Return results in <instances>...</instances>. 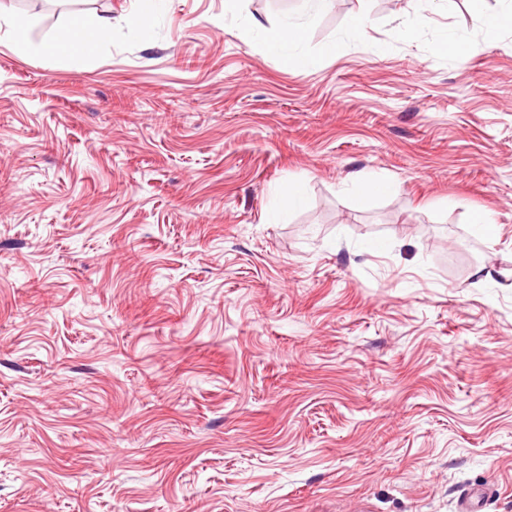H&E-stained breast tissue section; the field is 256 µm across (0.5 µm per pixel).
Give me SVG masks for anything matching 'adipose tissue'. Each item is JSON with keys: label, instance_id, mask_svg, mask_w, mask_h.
Returning a JSON list of instances; mask_svg holds the SVG:
<instances>
[{"label": "adipose tissue", "instance_id": "adipose-tissue-1", "mask_svg": "<svg viewBox=\"0 0 512 512\" xmlns=\"http://www.w3.org/2000/svg\"><path fill=\"white\" fill-rule=\"evenodd\" d=\"M305 12L286 18L279 24L263 29L262 47L268 54L278 56L292 63L300 71L314 68L322 56L335 52V45H326L321 53L306 50L305 35L311 20L325 8L329 0H306ZM11 40L19 52L30 55H49L68 57L73 63H80L91 56L98 44L109 37L112 20L101 14L80 15L74 17L63 29L53 36L35 42L28 36L36 22L29 17H17L6 14L0 16Z\"/></svg>", "mask_w": 512, "mask_h": 512}]
</instances>
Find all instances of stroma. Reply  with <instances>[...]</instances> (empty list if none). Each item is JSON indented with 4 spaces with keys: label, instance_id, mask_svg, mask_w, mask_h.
<instances>
[{
    "label": "stroma",
    "instance_id": "1",
    "mask_svg": "<svg viewBox=\"0 0 512 512\" xmlns=\"http://www.w3.org/2000/svg\"><path fill=\"white\" fill-rule=\"evenodd\" d=\"M54 2L0 11L112 34L78 67L0 35V512H512L498 0H331L306 73L260 32L304 0ZM359 189L365 195L383 196L397 189V185L383 175L364 176L359 180Z\"/></svg>",
    "mask_w": 512,
    "mask_h": 512
}]
</instances>
